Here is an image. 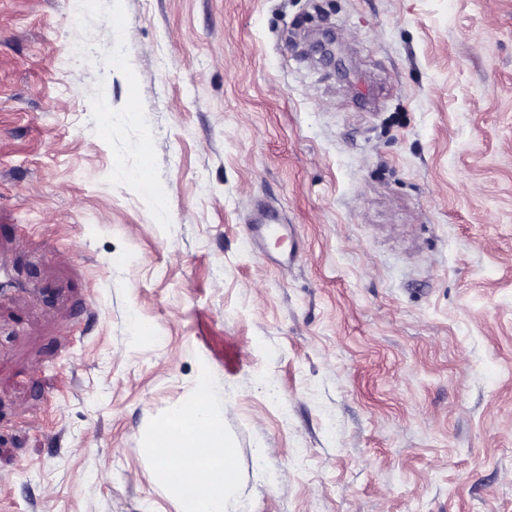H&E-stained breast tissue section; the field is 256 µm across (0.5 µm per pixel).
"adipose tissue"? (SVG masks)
I'll return each mask as SVG.
<instances>
[{
    "instance_id": "1",
    "label": "adipose tissue",
    "mask_w": 512,
    "mask_h": 512,
    "mask_svg": "<svg viewBox=\"0 0 512 512\" xmlns=\"http://www.w3.org/2000/svg\"><path fill=\"white\" fill-rule=\"evenodd\" d=\"M142 452L177 512H225L238 489L236 450L207 380H199L189 400L169 410L144 436Z\"/></svg>"
}]
</instances>
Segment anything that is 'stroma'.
I'll return each mask as SVG.
<instances>
[{
  "label": "stroma",
  "mask_w": 512,
  "mask_h": 512,
  "mask_svg": "<svg viewBox=\"0 0 512 512\" xmlns=\"http://www.w3.org/2000/svg\"><path fill=\"white\" fill-rule=\"evenodd\" d=\"M203 377L227 512H512V0H0V512H176ZM311 39L312 51L319 55L322 64L331 67L341 76L346 77L349 69L343 56L339 37L332 29H325L315 33ZM141 447L177 512L226 511L238 489L237 456L224 433V408L206 379L186 403L165 414Z\"/></svg>",
  "instance_id": "obj_1"
}]
</instances>
